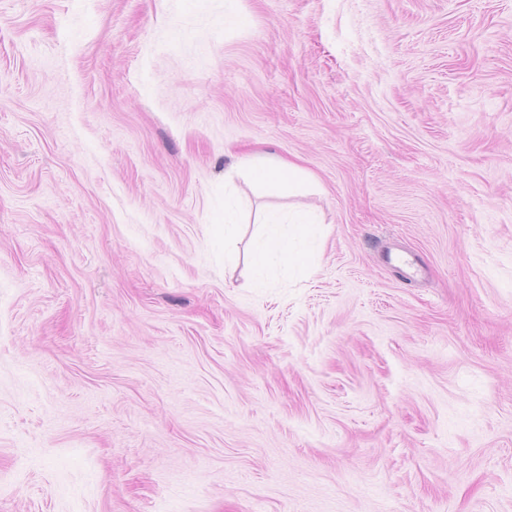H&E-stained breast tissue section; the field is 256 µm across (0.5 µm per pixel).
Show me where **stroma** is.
<instances>
[{"mask_svg": "<svg viewBox=\"0 0 512 512\" xmlns=\"http://www.w3.org/2000/svg\"><path fill=\"white\" fill-rule=\"evenodd\" d=\"M0 512H512V0H0ZM274 177L279 187L283 190L292 191L301 181L305 180L302 171L293 163L284 162L274 171ZM239 201L232 194H224V209L221 211V224H217V240L224 247L233 240L239 224ZM262 231L251 243V273L263 283L275 266L307 268L319 247L316 220L307 212L268 211L263 214Z\"/></svg>", "mask_w": 512, "mask_h": 512, "instance_id": "obj_1", "label": "stroma"}]
</instances>
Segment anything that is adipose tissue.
Wrapping results in <instances>:
<instances>
[{
    "label": "adipose tissue",
    "mask_w": 512,
    "mask_h": 512,
    "mask_svg": "<svg viewBox=\"0 0 512 512\" xmlns=\"http://www.w3.org/2000/svg\"><path fill=\"white\" fill-rule=\"evenodd\" d=\"M262 230L251 243L254 282H264L275 266L308 267L319 247L316 220L307 212L269 211L261 218Z\"/></svg>",
    "instance_id": "obj_1"
}]
</instances>
